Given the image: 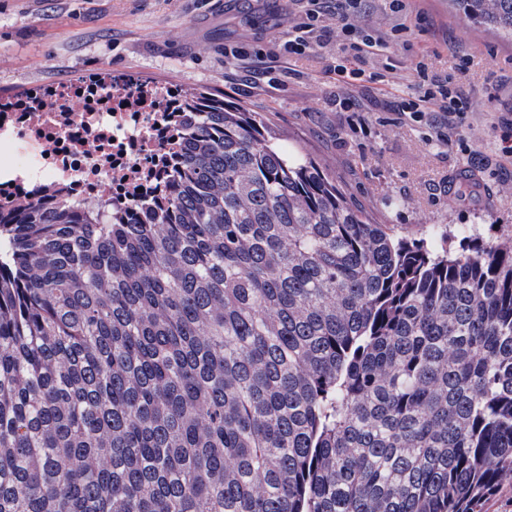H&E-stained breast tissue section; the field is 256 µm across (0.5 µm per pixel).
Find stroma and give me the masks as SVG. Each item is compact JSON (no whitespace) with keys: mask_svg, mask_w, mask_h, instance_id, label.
<instances>
[{"mask_svg":"<svg viewBox=\"0 0 512 512\" xmlns=\"http://www.w3.org/2000/svg\"><path fill=\"white\" fill-rule=\"evenodd\" d=\"M289 0H0V95L23 96L38 84L91 76L103 67L137 82L211 90L261 113L287 151H298L365 209L374 223L412 235L425 225L462 237L512 234V157L500 150L501 115L512 113V40L470 24L448 0H409L411 31L398 52L397 91L373 84L348 87L363 106L343 112L336 86L323 73L336 53L294 63L269 56L284 32ZM266 49L246 60L269 79L248 88L224 78V50ZM439 52L437 69L475 100L452 144L426 142L428 124L398 111L410 92L409 66ZM472 60L458 75L460 54Z\"/></svg>","mask_w":512,"mask_h":512,"instance_id":"35a3bbf8","label":"stroma"}]
</instances>
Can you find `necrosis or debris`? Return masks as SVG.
<instances>
[{
  "label": "necrosis or debris",
  "instance_id": "obj_1",
  "mask_svg": "<svg viewBox=\"0 0 512 512\" xmlns=\"http://www.w3.org/2000/svg\"><path fill=\"white\" fill-rule=\"evenodd\" d=\"M177 105L175 90L105 67L80 83L0 97V207L63 186L83 202L128 209L153 190L162 160L180 152L168 122Z\"/></svg>",
  "mask_w": 512,
  "mask_h": 512
}]
</instances>
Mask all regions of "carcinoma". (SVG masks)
<instances>
[{
    "instance_id": "obj_1",
    "label": "carcinoma",
    "mask_w": 512,
    "mask_h": 512,
    "mask_svg": "<svg viewBox=\"0 0 512 512\" xmlns=\"http://www.w3.org/2000/svg\"><path fill=\"white\" fill-rule=\"evenodd\" d=\"M512 37V0H450ZM144 219L0 212V512H483L512 480V237L373 224L179 90Z\"/></svg>"
}]
</instances>
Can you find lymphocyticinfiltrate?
<instances>
[{
  "label": "lymphocytic infiltrate",
  "mask_w": 512,
  "mask_h": 512,
  "mask_svg": "<svg viewBox=\"0 0 512 512\" xmlns=\"http://www.w3.org/2000/svg\"><path fill=\"white\" fill-rule=\"evenodd\" d=\"M288 29L274 54L289 60L313 53L315 48L335 42L337 55L324 68L335 77L337 86L370 82L388 89L398 67L395 49L402 42L405 25H396L392 34L372 27L364 16L361 0H306L301 15H287ZM435 58L423 56L413 69L414 91L402 99L404 112H439L442 124L456 130V120L472 111L473 103L461 98L451 79L438 76Z\"/></svg>",
  "instance_id": "obj_1"
}]
</instances>
